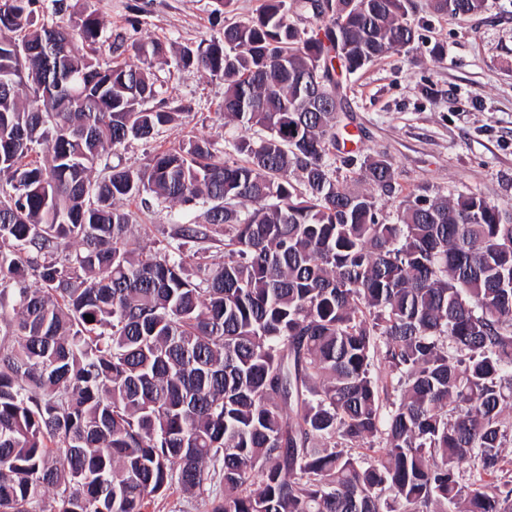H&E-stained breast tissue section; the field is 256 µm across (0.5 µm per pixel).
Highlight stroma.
I'll return each mask as SVG.
<instances>
[{"instance_id": "1", "label": "stroma", "mask_w": 512, "mask_h": 512, "mask_svg": "<svg viewBox=\"0 0 512 512\" xmlns=\"http://www.w3.org/2000/svg\"><path fill=\"white\" fill-rule=\"evenodd\" d=\"M94 11L104 33H125L123 59L140 64L137 46L156 40L197 45L224 24L245 20L262 0H66ZM411 20L422 34L407 52L392 53L342 77L345 109L336 126L337 160L388 157L395 191L377 195L383 215L423 191L456 196L475 192L497 205L512 223V0H485L465 17L433 14L419 0ZM445 47L443 56L432 52ZM156 74L177 109L176 123L159 136L118 148L113 163L137 167L155 152L188 137L224 150L239 129L222 116L224 84L195 68L159 63ZM136 229L131 242L145 246L182 219L177 204L145 208L123 201Z\"/></svg>"}]
</instances>
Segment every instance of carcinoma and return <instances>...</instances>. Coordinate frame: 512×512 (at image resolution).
I'll return each mask as SVG.
<instances>
[{"mask_svg": "<svg viewBox=\"0 0 512 512\" xmlns=\"http://www.w3.org/2000/svg\"><path fill=\"white\" fill-rule=\"evenodd\" d=\"M40 2L0 0V512H149L174 484L208 512H512V224L473 192L388 220L357 184L392 193L391 161H329L336 69L409 48L411 0L310 30L316 0H264L139 66ZM155 58L224 82V124L266 131L246 162L192 137L111 163L176 121ZM136 198L198 215L133 247Z\"/></svg>", "mask_w": 512, "mask_h": 512, "instance_id": "obj_1", "label": "carcinoma"}]
</instances>
